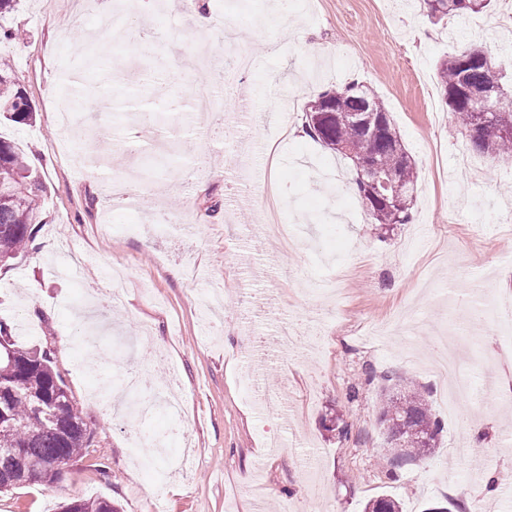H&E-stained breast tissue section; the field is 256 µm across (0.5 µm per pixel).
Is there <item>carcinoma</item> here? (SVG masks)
I'll return each instance as SVG.
<instances>
[{
    "mask_svg": "<svg viewBox=\"0 0 512 512\" xmlns=\"http://www.w3.org/2000/svg\"><path fill=\"white\" fill-rule=\"evenodd\" d=\"M491 0H423L428 16L441 20L478 13L487 9ZM485 54L482 47L470 45L448 56L438 67L439 85L455 119L475 131L471 146L492 157L512 154V112H489L487 118L475 122V109L484 106L480 94L484 85L495 82L512 97V89L501 82L499 74L489 75L478 65ZM370 112L384 108L367 87L349 85L323 92L310 102L303 115L307 132L331 149L345 145L344 154L354 161H370L388 179L389 195L397 200L394 211L381 201H370L369 215L377 224H407L411 203L417 193V171L393 124L382 129V135L371 138L367 131L350 122V114L362 107ZM0 117L16 124L32 119L24 91L11 77L9 66L0 63ZM143 122L153 128H164L173 115L154 106L144 113ZM40 176L30 169L25 154L15 144L0 138V262L17 258L31 242L35 225L42 223L38 192ZM3 374L0 385L9 392L6 411L9 418L0 420V448H20L23 457L14 467L18 485L26 484L25 472L30 461L46 463L70 461L89 449L91 443L78 426L59 433L31 415L32 398L41 397L52 403L60 396L57 389L66 387L54 365V352L48 348L23 350L12 348L11 357L0 361ZM62 410L68 420L79 418L71 397L62 396ZM381 420L386 425L388 442L399 452L388 458L398 468L406 461L421 460L437 447L442 423L432 411L426 391L408 386L398 396L382 401ZM78 512H117L108 508V500H79ZM364 512H400L395 499L378 496L365 504Z\"/></svg>",
    "mask_w": 512,
    "mask_h": 512,
    "instance_id": "obj_1",
    "label": "carcinoma"
}]
</instances>
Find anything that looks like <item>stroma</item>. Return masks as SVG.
I'll return each mask as SVG.
<instances>
[{"label": "stroma", "mask_w": 512, "mask_h": 512, "mask_svg": "<svg viewBox=\"0 0 512 512\" xmlns=\"http://www.w3.org/2000/svg\"><path fill=\"white\" fill-rule=\"evenodd\" d=\"M78 0H21L0 25L21 32L0 44L13 79L32 106L26 125H0V137L37 157L43 222L33 242L0 268V320L17 347L55 351L81 418L94 431L88 455L70 462L54 483L0 493V512H62L73 499L106 498L118 512H149L162 494L166 512H363L388 494L401 512H424L444 501L481 497L494 512H512V484L486 492L484 475L512 473V411L493 391L512 384V158L474 151L438 90V62L477 44L505 62L512 84V0H492L480 13L448 24L428 17L421 0H168L149 14L159 54L145 57L92 5L87 27L66 28ZM211 28L196 29L195 11ZM260 62L225 87L234 59L224 35ZM111 58V73L87 74L91 92L83 131L100 129L110 101L137 93L171 109L205 82L222 88L223 104L194 105L206 135L176 141L148 136L204 165L173 163L152 178L153 203L190 212L188 255L195 279L179 274L170 246L152 229L150 209L113 201L112 182H130L142 164L124 139L102 145L110 168L92 169L82 155H63L55 106L61 72L77 73L87 51ZM358 83L371 88L412 154L418 191L409 223H372L350 186V159L309 136L294 138L313 95ZM297 236L286 249L262 232L269 219ZM110 221L112 231L98 224ZM98 254L81 280L59 266L70 248ZM478 270L489 300L484 342L472 347L464 310L470 281L445 285L448 267ZM126 273L119 304L109 299L113 269ZM222 291L218 335L203 301ZM414 308L420 327L412 351L365 341L367 329ZM92 309L102 325L95 343L60 345L84 329ZM296 340L277 342L281 328ZM321 335L315 353L309 336ZM456 336L466 347L462 371L483 399L486 440L480 459L448 455L454 421L428 457L390 473L380 401L405 382L438 397L425 361L430 345ZM139 371V398L177 378L178 415L157 409L143 417L112 407L95 393L97 379ZM347 424L341 438L330 419ZM164 436L161 453L135 457L129 433ZM195 451L181 474L184 449Z\"/></svg>", "instance_id": "35a3bbf8"}]
</instances>
